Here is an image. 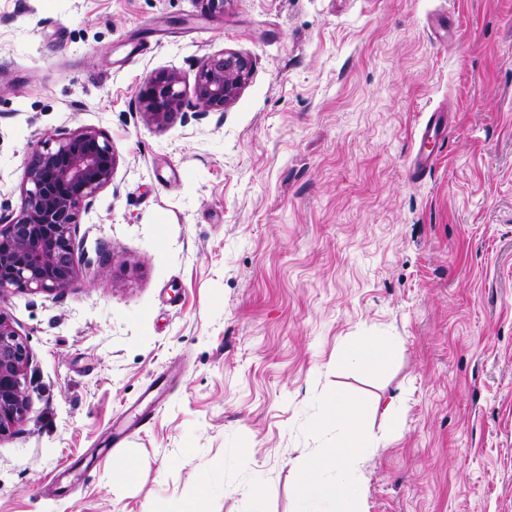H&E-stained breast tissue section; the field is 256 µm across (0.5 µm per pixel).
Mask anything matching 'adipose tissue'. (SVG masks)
Instances as JSON below:
<instances>
[{"label":"adipose tissue","mask_w":512,"mask_h":512,"mask_svg":"<svg viewBox=\"0 0 512 512\" xmlns=\"http://www.w3.org/2000/svg\"><path fill=\"white\" fill-rule=\"evenodd\" d=\"M367 408L348 396H337L328 415L338 431L337 445L361 449L372 438L364 425ZM299 512H319L333 490H342L349 498L362 495L356 470L351 465L325 460L313 469L300 472L297 479Z\"/></svg>","instance_id":"adipose-tissue-1"}]
</instances>
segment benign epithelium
Instances as JSON below:
<instances>
[{"label":"benign epithelium","mask_w":512,"mask_h":512,"mask_svg":"<svg viewBox=\"0 0 512 512\" xmlns=\"http://www.w3.org/2000/svg\"><path fill=\"white\" fill-rule=\"evenodd\" d=\"M251 75L250 61L228 52L201 65L195 107L224 111ZM180 78L159 74L140 90L144 114L168 122L183 106ZM117 155L100 130L52 135L29 152L17 216L0 213V293L10 290L63 294L77 278L75 237L81 211L112 184ZM28 346L0 311V440L15 434L29 410Z\"/></svg>","instance_id":"1"}]
</instances>
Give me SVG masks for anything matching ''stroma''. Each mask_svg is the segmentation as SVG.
<instances>
[{"mask_svg":"<svg viewBox=\"0 0 512 512\" xmlns=\"http://www.w3.org/2000/svg\"><path fill=\"white\" fill-rule=\"evenodd\" d=\"M225 52L248 82L194 111ZM162 73L186 106L158 125L138 94ZM83 128L118 164L78 277L0 294L31 355L0 512H180L203 482L201 512H295L339 394L375 437L359 512H512V0H0V212L31 148ZM381 339L382 363L341 361ZM251 75L250 61L228 52L213 56L201 65L194 83L195 107L200 112H219L232 101ZM449 119V111L434 110L420 127L410 164V174L413 178H422L431 171L448 135Z\"/></svg>","mask_w":512,"mask_h":512,"instance_id":"1","label":"stroma"}]
</instances>
